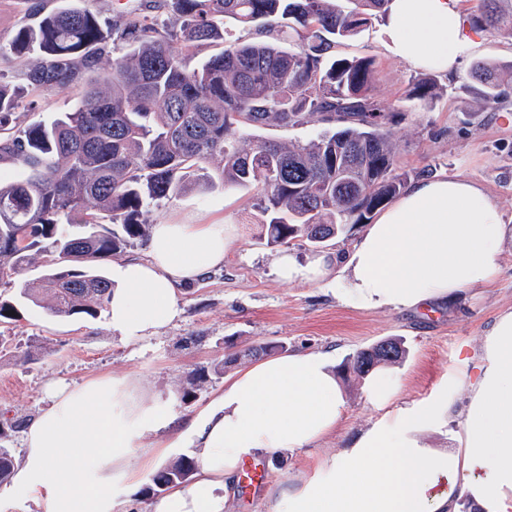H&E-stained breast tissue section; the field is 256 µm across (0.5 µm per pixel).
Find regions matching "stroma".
<instances>
[{"label": "stroma", "mask_w": 512, "mask_h": 512, "mask_svg": "<svg viewBox=\"0 0 512 512\" xmlns=\"http://www.w3.org/2000/svg\"><path fill=\"white\" fill-rule=\"evenodd\" d=\"M336 53L374 59L372 93L381 104L399 110L394 144L400 170L413 177L423 169L460 175L479 183L497 203L506 237L496 284L426 310L355 308L322 285L288 283L275 275L278 249L264 238L255 188L194 187L150 204V223L232 224L237 240L223 268L181 289V313L171 326L125 341L112 332L105 315L59 318L32 303L22 307L17 321L0 324V423L11 425L0 446L20 456L23 428L47 406L52 389L104 375L135 376L160 405L193 416L235 369L212 376L185 404L180 393L188 375L223 361L229 340L240 348L272 343L289 352L331 351L341 365L378 341L399 339L405 355L393 368L400 404L429 402L447 387L450 376L473 364L485 332L500 313L512 310V109L466 117L469 64L453 76L436 74L439 94L431 104L407 101L410 83L425 72L389 50L380 17ZM341 384L345 409L336 429L293 455L262 457L265 482L247 496L233 486L226 512H271L279 493L308 478L319 458L348 447L389 416V409L365 398L362 378L350 374Z\"/></svg>", "instance_id": "stroma-1"}]
</instances>
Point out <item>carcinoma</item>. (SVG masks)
Here are the masks:
<instances>
[{
	"label": "carcinoma",
	"instance_id": "obj_1",
	"mask_svg": "<svg viewBox=\"0 0 512 512\" xmlns=\"http://www.w3.org/2000/svg\"><path fill=\"white\" fill-rule=\"evenodd\" d=\"M34 25L20 27L0 60L24 69L26 87L0 80V285L14 284L35 258L39 288L55 317H94L112 294L102 260L150 232L146 207L175 198L217 159L223 185L253 186L270 245L306 240L323 248L365 224L399 194L409 174L396 173L395 110L371 94L370 58L338 57L389 0H164L162 20L118 11L63 8L42 14L18 0ZM476 32L512 34V0H482L467 18ZM275 35L277 42L265 37ZM205 44L221 46L191 68ZM512 60L472 65L476 108L496 112L508 101ZM68 89L74 106L52 121L30 122L39 99ZM408 95L432 100V77ZM318 118L328 129L305 144H252L244 130L295 127ZM397 339L348 359L358 375L403 358ZM224 368L194 370L181 402ZM15 458L0 448V484ZM196 460L181 455L143 489L155 496L189 482Z\"/></svg>",
	"mask_w": 512,
	"mask_h": 512
}]
</instances>
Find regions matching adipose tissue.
Masks as SVG:
<instances>
[{"instance_id":"1","label":"adipose tissue","mask_w":512,"mask_h":512,"mask_svg":"<svg viewBox=\"0 0 512 512\" xmlns=\"http://www.w3.org/2000/svg\"><path fill=\"white\" fill-rule=\"evenodd\" d=\"M384 29L394 55L423 70L456 71L479 46L461 0H390ZM234 241L230 224L152 225L146 259L112 265L106 317L113 332L130 341L170 326L181 288L223 266ZM503 242L501 213L477 182L424 176L350 248L303 261L285 250L274 268L281 280L322 284L357 308L412 309L493 285ZM477 369L460 412L447 392L393 406L394 370L371 372L365 395L393 406L392 415L320 459L309 479L280 493L274 512H458L462 498L473 512H512V311L487 332ZM344 406L327 352L295 351L237 371L184 421L197 469L154 512H224L245 460L314 445L336 428ZM447 414L458 416L463 432L456 451L430 447L424 436ZM174 420L131 376L54 390L24 431L0 512L17 501L34 512H115L166 455Z\"/></svg>"}]
</instances>
